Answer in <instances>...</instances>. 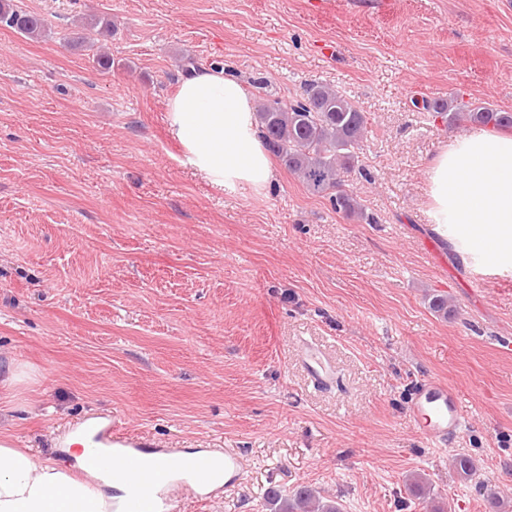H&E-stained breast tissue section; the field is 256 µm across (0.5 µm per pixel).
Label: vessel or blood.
<instances>
[{
  "label": "vessel or blood",
  "mask_w": 512,
  "mask_h": 512,
  "mask_svg": "<svg viewBox=\"0 0 512 512\" xmlns=\"http://www.w3.org/2000/svg\"><path fill=\"white\" fill-rule=\"evenodd\" d=\"M303 361L314 385L320 386L330 381L332 368L317 348L305 347ZM410 415L424 437L437 444L456 438L464 426L457 391L428 379L418 383L411 398ZM95 438L98 444L111 449L116 467L128 472L149 469L154 474V481L159 487L157 498L134 495L128 501L126 512H175L180 494L189 488L203 499L218 494L217 489L207 482L212 450L198 452L188 462L180 450L165 448L161 454L166 457L167 465L158 468L148 449L134 443L127 434L109 429L96 433Z\"/></svg>",
  "instance_id": "vessel-or-blood-1"
}]
</instances>
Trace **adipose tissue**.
Wrapping results in <instances>:
<instances>
[{"mask_svg":"<svg viewBox=\"0 0 512 512\" xmlns=\"http://www.w3.org/2000/svg\"><path fill=\"white\" fill-rule=\"evenodd\" d=\"M171 135L211 185L266 192L272 162L241 81L202 68L183 78L166 106ZM434 224L471 225L467 253L512 271V136L473 129L453 137L426 168ZM149 473L117 470L81 480L28 450L0 443V512H112L110 489L147 491Z\"/></svg>","mask_w":512,"mask_h":512,"instance_id":"ef3b65f1","label":"adipose tissue"}]
</instances>
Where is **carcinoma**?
<instances>
[{
	"instance_id": "1",
	"label": "carcinoma",
	"mask_w": 512,
	"mask_h": 512,
	"mask_svg": "<svg viewBox=\"0 0 512 512\" xmlns=\"http://www.w3.org/2000/svg\"><path fill=\"white\" fill-rule=\"evenodd\" d=\"M0 26L36 37L43 32L44 22L16 8L11 0H0ZM422 109L450 128L471 124L512 129V112L482 103L453 105L424 99ZM256 118L266 146L309 193L328 199L338 212L373 222L345 188L344 174L358 161L369 124L366 113L354 102L327 84L313 82L301 97L288 102L268 94L257 96ZM451 465L466 477L478 470L475 460L466 455L453 457ZM264 500L273 512H340L336 503H322L307 486L289 496L272 487Z\"/></svg>"
}]
</instances>
